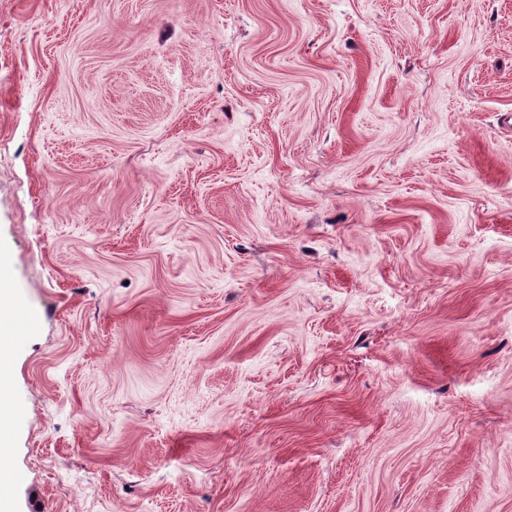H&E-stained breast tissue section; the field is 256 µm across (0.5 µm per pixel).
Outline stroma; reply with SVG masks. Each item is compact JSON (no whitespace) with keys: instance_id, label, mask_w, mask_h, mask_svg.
<instances>
[{"instance_id":"35a3bbf8","label":"stroma","mask_w":512,"mask_h":512,"mask_svg":"<svg viewBox=\"0 0 512 512\" xmlns=\"http://www.w3.org/2000/svg\"><path fill=\"white\" fill-rule=\"evenodd\" d=\"M11 512H512V0H0Z\"/></svg>"}]
</instances>
